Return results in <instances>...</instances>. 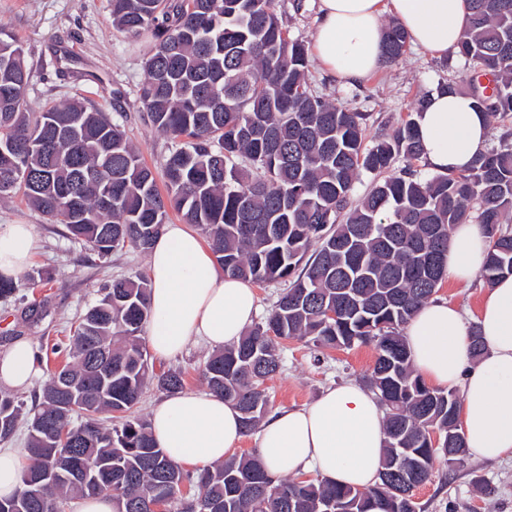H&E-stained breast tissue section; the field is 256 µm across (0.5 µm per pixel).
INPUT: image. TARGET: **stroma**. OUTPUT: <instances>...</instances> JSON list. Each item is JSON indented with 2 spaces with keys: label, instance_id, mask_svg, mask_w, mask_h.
I'll return each mask as SVG.
<instances>
[{
  "label": "stroma",
  "instance_id": "obj_1",
  "mask_svg": "<svg viewBox=\"0 0 512 512\" xmlns=\"http://www.w3.org/2000/svg\"><path fill=\"white\" fill-rule=\"evenodd\" d=\"M318 0H274L275 12L290 37L309 41ZM0 29L21 43L32 80L27 92L30 111L40 112L72 97L101 107L124 125L144 161L159 169L171 148L170 140L144 119L137 91L144 79L146 39L128 38L112 28L108 0H0ZM467 68L456 51L437 57L407 46L402 59L384 64L373 75L348 85L333 79L311 62L312 88L339 106L366 113L368 135L394 128L406 119L412 105L453 81L468 92ZM0 224L32 225L36 247L30 269L45 270L49 284L30 285L18 278L14 298L0 301V352L15 340L30 342L42 366L63 362L71 328L100 297V290L116 278L144 277L147 256L127 248L108 262L95 260L89 250L72 242L60 225L30 207L22 196L0 200ZM38 305V321L26 317ZM212 348L205 341L191 343L171 359H155L159 369H179L185 388L204 391L200 372ZM282 367L265 382L271 409L300 407L313 402L326 388L347 381L366 385L375 351L367 345L317 351L312 344L288 340L283 344ZM425 512H512V460L479 461L467 458L455 469L438 466L433 480L415 492Z\"/></svg>",
  "mask_w": 512,
  "mask_h": 512
}]
</instances>
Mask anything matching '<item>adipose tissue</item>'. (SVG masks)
<instances>
[{
    "mask_svg": "<svg viewBox=\"0 0 512 512\" xmlns=\"http://www.w3.org/2000/svg\"><path fill=\"white\" fill-rule=\"evenodd\" d=\"M411 43L440 56L456 47L467 27L468 0H319L310 34L318 63L355 83L383 63L384 16ZM416 122L424 160L432 170H466L486 142L490 115L467 94L432 92ZM35 248L31 225L0 224V274L18 277ZM489 239L475 223L450 231L448 279L468 284L481 271ZM148 341L162 359L193 339L224 346L239 339L257 314L253 285L224 273L188 224L165 225L148 252ZM485 347L470 355L469 323L445 302L421 305L404 337L415 374L439 389L459 390V430L475 459H512V275L484 286L478 314ZM32 346L18 341L0 353V387L29 392L40 378ZM151 431L179 466L206 467L230 457L243 439L240 414L209 392L184 391L151 408ZM384 410L377 396L354 382L326 389L312 403L268 414L257 451L272 479L311 473L357 489L373 487L382 469Z\"/></svg>",
    "mask_w": 512,
    "mask_h": 512,
    "instance_id": "1",
    "label": "adipose tissue"
}]
</instances>
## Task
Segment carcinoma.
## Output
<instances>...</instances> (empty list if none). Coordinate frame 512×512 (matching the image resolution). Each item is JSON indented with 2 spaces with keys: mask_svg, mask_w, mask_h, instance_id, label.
I'll use <instances>...</instances> for the list:
<instances>
[{
  "mask_svg": "<svg viewBox=\"0 0 512 512\" xmlns=\"http://www.w3.org/2000/svg\"><path fill=\"white\" fill-rule=\"evenodd\" d=\"M112 28L148 36L139 101L174 147L162 163L166 193L123 126L81 98L27 108L23 49L0 30V199L19 193L100 260L146 252L169 211L198 227L224 272L288 287L262 321L213 352L201 370L233 404L244 433L269 411L265 380L282 367L280 344L328 350L371 344L369 387L385 409L379 482L368 490L285 477L256 455L192 475L167 459L137 414L147 389L183 391V372L155 371L141 332L149 281L116 279L74 327L68 361L47 371L37 404L0 390V443L27 417L30 464L0 512H65L74 495L108 494L116 512H151L159 492L184 512H424L414 490L438 459L468 454L453 428L460 398L412 369L403 328L445 278L450 229L474 221L489 238L480 277L512 274V128L464 172L418 175L414 116L365 143L366 114L336 106L308 82L306 46L288 36L274 0H110ZM408 38L386 33L387 62ZM457 54L494 84L471 96L512 115V0H470ZM404 167L384 176L397 160ZM377 178L353 203L359 173ZM446 444L434 448L431 431Z\"/></svg>",
  "mask_w": 512,
  "mask_h": 512,
  "instance_id": "cac0c4a2",
  "label": "carcinoma"
}]
</instances>
